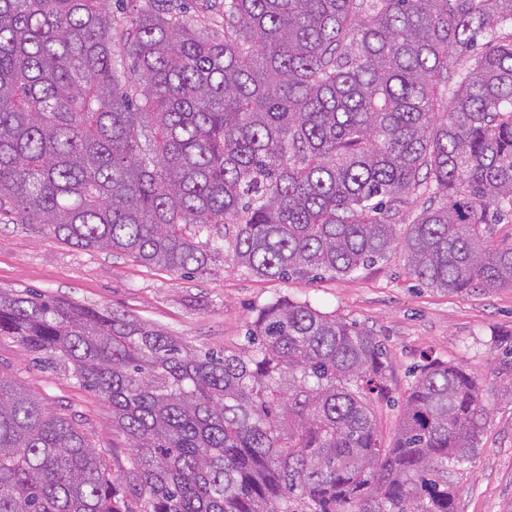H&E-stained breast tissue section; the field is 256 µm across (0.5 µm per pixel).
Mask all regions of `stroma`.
Listing matches in <instances>:
<instances>
[{
    "instance_id": "35a3bbf8",
    "label": "stroma",
    "mask_w": 512,
    "mask_h": 512,
    "mask_svg": "<svg viewBox=\"0 0 512 512\" xmlns=\"http://www.w3.org/2000/svg\"><path fill=\"white\" fill-rule=\"evenodd\" d=\"M179 18L205 23L223 38L224 19L208 0H164ZM0 288L33 289L77 304L114 310L159 326L198 349L244 343L257 309L288 296L320 311L373 327L390 358V399L374 412L386 440H393L404 392L423 356L473 371L489 414L477 452L450 467L457 512H512V375L499 373L498 340L512 338V285L489 291L453 292L421 285L410 276L402 250L340 278L259 277L216 262L190 274L169 272L105 251L82 250L40 224L0 221ZM0 375L12 377L41 398L49 411L80 424L104 453L123 454L112 431V412L73 378L36 364L13 338L0 336Z\"/></svg>"
}]
</instances>
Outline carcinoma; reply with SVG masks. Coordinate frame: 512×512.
<instances>
[{"label": "carcinoma", "instance_id": "cac0c4a2", "mask_svg": "<svg viewBox=\"0 0 512 512\" xmlns=\"http://www.w3.org/2000/svg\"><path fill=\"white\" fill-rule=\"evenodd\" d=\"M111 2L0 0L1 216L174 273L336 278L393 251L424 189L412 274L512 284L492 240L512 213V37L479 43L512 0H224L222 41L150 4L119 24ZM0 336L97 393L127 441L114 472L0 376V512H456L444 467L485 428L475 376L427 356L386 443L384 342L286 296L246 345L202 351L1 288Z\"/></svg>", "mask_w": 512, "mask_h": 512}]
</instances>
